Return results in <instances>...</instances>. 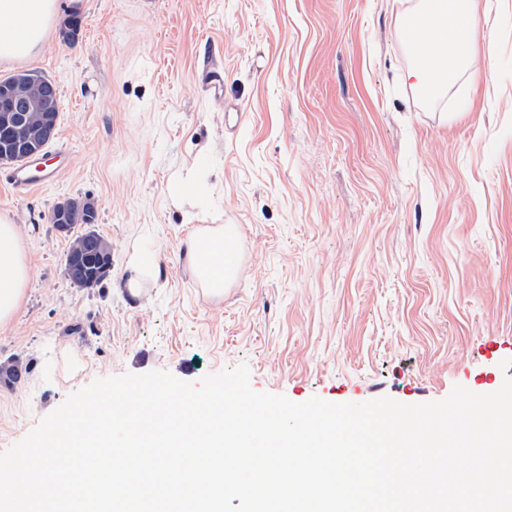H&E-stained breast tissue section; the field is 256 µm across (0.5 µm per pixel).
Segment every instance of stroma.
Masks as SVG:
<instances>
[{"label": "stroma", "mask_w": 512, "mask_h": 512, "mask_svg": "<svg viewBox=\"0 0 512 512\" xmlns=\"http://www.w3.org/2000/svg\"><path fill=\"white\" fill-rule=\"evenodd\" d=\"M416 3L57 0L38 50L0 61V80L36 71L60 100L53 184L17 193L0 163L30 268L0 328V361L29 364L0 384V452L125 373L195 383L244 364L298 403H425L512 377V0H472L469 65L429 99L404 80ZM85 197L112 245L99 288L69 282L70 237L48 221ZM219 224L239 264L214 297L183 242Z\"/></svg>", "instance_id": "obj_1"}]
</instances>
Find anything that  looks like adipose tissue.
<instances>
[{"mask_svg":"<svg viewBox=\"0 0 512 512\" xmlns=\"http://www.w3.org/2000/svg\"><path fill=\"white\" fill-rule=\"evenodd\" d=\"M56 0H0V59L30 56L42 42L55 16ZM471 0H421L413 22L407 23L406 48L415 58L433 59V66L411 68L406 78L421 92H432L453 79L467 60L458 33L477 27ZM233 228L202 227L185 243L197 280L214 295L223 294L233 279L236 261L230 240ZM29 279V267L18 229L0 217V327L18 312Z\"/></svg>","mask_w":512,"mask_h":512,"instance_id":"obj_1","label":"adipose tissue"}]
</instances>
